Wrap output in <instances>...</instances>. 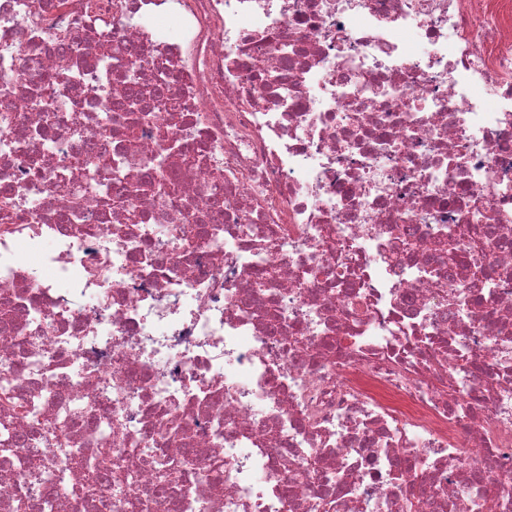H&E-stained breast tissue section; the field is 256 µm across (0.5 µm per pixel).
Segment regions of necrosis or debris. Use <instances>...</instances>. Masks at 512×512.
<instances>
[{
	"instance_id": "4bbe7bcc",
	"label": "necrosis or debris",
	"mask_w": 512,
	"mask_h": 512,
	"mask_svg": "<svg viewBox=\"0 0 512 512\" xmlns=\"http://www.w3.org/2000/svg\"><path fill=\"white\" fill-rule=\"evenodd\" d=\"M4 199L0 512H512V0H0Z\"/></svg>"
}]
</instances>
